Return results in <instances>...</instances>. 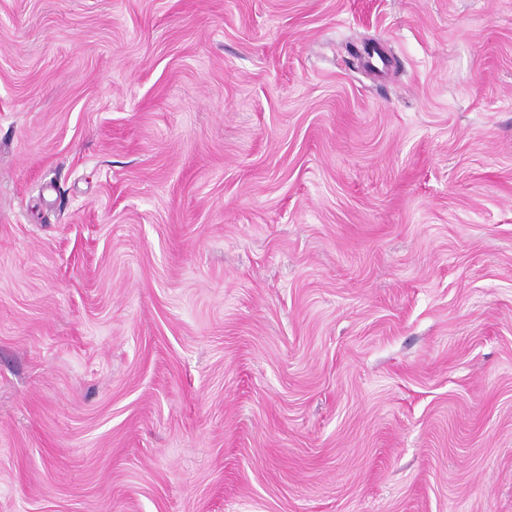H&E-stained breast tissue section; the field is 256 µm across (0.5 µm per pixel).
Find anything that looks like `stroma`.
I'll return each instance as SVG.
<instances>
[{
	"label": "stroma",
	"mask_w": 512,
	"mask_h": 512,
	"mask_svg": "<svg viewBox=\"0 0 512 512\" xmlns=\"http://www.w3.org/2000/svg\"><path fill=\"white\" fill-rule=\"evenodd\" d=\"M0 512H512V0H0Z\"/></svg>",
	"instance_id": "1"
}]
</instances>
